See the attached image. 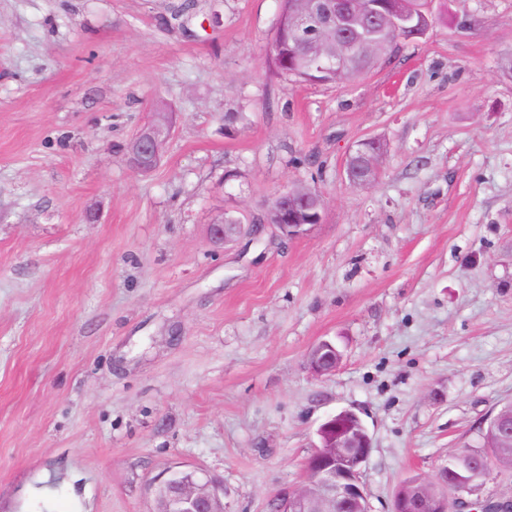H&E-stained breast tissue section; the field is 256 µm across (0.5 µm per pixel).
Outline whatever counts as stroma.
Masks as SVG:
<instances>
[{
	"label": "stroma",
	"instance_id": "35a3bbf8",
	"mask_svg": "<svg viewBox=\"0 0 512 512\" xmlns=\"http://www.w3.org/2000/svg\"><path fill=\"white\" fill-rule=\"evenodd\" d=\"M369 73L269 67L279 0H0V512H154L194 469L224 512L308 479L356 412L370 512L512 403V0H437ZM167 102L144 176L126 143ZM387 145L355 186L350 149ZM316 184L305 235L218 247ZM323 340L344 352L310 371ZM224 220L218 224H211L209 235L211 240L216 245H223L231 242L235 237L240 236L243 232H249L254 238L260 236L263 225L262 224H242L233 217H225ZM342 359V351L336 344L329 340H323L309 351L307 362L312 372L326 375L334 372Z\"/></svg>",
	"mask_w": 512,
	"mask_h": 512
}]
</instances>
